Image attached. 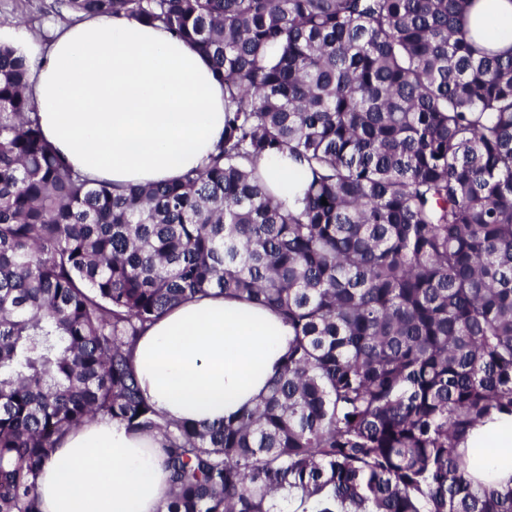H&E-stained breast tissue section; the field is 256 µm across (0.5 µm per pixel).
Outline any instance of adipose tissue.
Returning a JSON list of instances; mask_svg holds the SVG:
<instances>
[{
    "label": "adipose tissue",
    "mask_w": 512,
    "mask_h": 512,
    "mask_svg": "<svg viewBox=\"0 0 512 512\" xmlns=\"http://www.w3.org/2000/svg\"><path fill=\"white\" fill-rule=\"evenodd\" d=\"M474 41L512 47V0H478ZM26 94L45 139L78 173L115 186L171 182L200 167L224 137V86L209 59L132 16H86L46 41L15 31ZM266 184L287 201L306 178L269 156ZM293 332L271 310L212 295L173 308L140 338L134 367L162 416L213 423L254 407L278 374ZM475 482L512 484V415L494 414L464 442ZM158 438L107 419L68 434L38 478L42 512H161L169 475Z\"/></svg>",
    "instance_id": "ef3b65f1"
}]
</instances>
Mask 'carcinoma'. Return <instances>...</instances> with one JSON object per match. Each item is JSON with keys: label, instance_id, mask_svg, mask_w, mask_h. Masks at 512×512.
Instances as JSON below:
<instances>
[{"label": "carcinoma", "instance_id": "1", "mask_svg": "<svg viewBox=\"0 0 512 512\" xmlns=\"http://www.w3.org/2000/svg\"><path fill=\"white\" fill-rule=\"evenodd\" d=\"M477 2L57 0L163 26L224 84L205 167L122 189L45 141L0 44V512H40L97 417L162 437L164 512H512L459 448L512 415V51L475 48ZM285 152L292 203L259 171ZM212 294L277 313L288 354L237 418L162 421L133 351Z\"/></svg>", "mask_w": 512, "mask_h": 512}]
</instances>
